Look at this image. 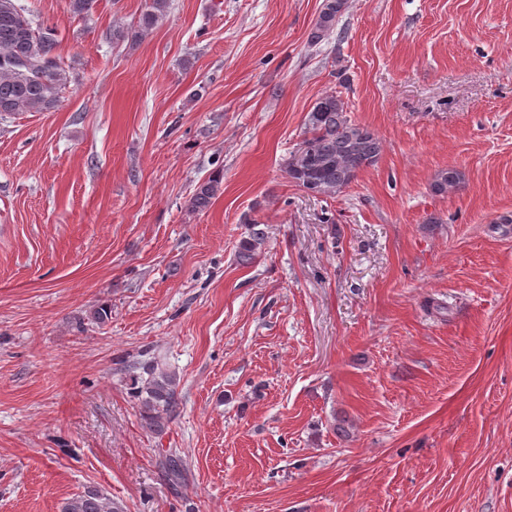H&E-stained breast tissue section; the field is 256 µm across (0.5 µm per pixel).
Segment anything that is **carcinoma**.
I'll list each match as a JSON object with an SVG mask.
<instances>
[{"mask_svg":"<svg viewBox=\"0 0 512 512\" xmlns=\"http://www.w3.org/2000/svg\"><path fill=\"white\" fill-rule=\"evenodd\" d=\"M347 0H323L319 19L311 32V42L328 37L346 9ZM169 0H148L140 14L137 30H115L112 39L141 38L163 19ZM55 31L41 23L18 0H0V113L47 112L57 107L67 85L66 72L58 53ZM305 137L289 153L284 169L298 187L308 178L327 197L349 187L359 173L377 164L382 152L381 139L348 114L345 102L336 92L325 93L308 112ZM462 174L444 169L435 174L432 189L443 195L458 190ZM222 183L214 176L200 183L189 204L203 212L221 192ZM265 231L254 224L244 241L239 258L252 259L264 243ZM147 378L136 387V396L149 428L162 431L178 406L177 377L155 358L142 366ZM61 512H124L122 504L103 490L89 487L66 499Z\"/></svg>","mask_w":512,"mask_h":512,"instance_id":"obj_1","label":"carcinoma"}]
</instances>
